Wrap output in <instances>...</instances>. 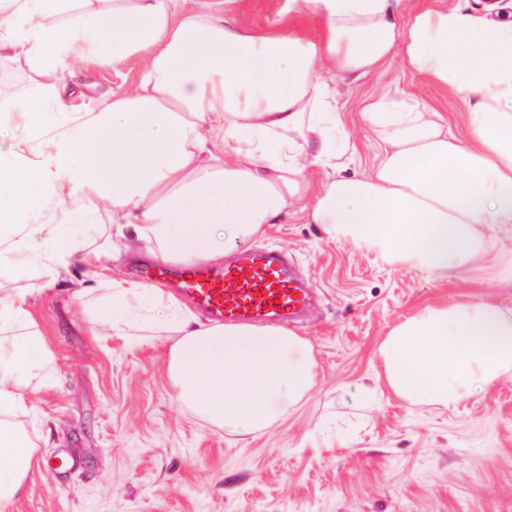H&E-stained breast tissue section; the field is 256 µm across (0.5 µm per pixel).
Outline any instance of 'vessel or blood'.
Returning a JSON list of instances; mask_svg holds the SVG:
<instances>
[{"instance_id":"b4317fda","label":"vessel or blood","mask_w":512,"mask_h":512,"mask_svg":"<svg viewBox=\"0 0 512 512\" xmlns=\"http://www.w3.org/2000/svg\"><path fill=\"white\" fill-rule=\"evenodd\" d=\"M173 274L181 292L215 320H292L310 300L289 272L285 254L276 250H253L221 269L185 267Z\"/></svg>"}]
</instances>
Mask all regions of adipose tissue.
Instances as JSON below:
<instances>
[{
	"mask_svg": "<svg viewBox=\"0 0 512 512\" xmlns=\"http://www.w3.org/2000/svg\"><path fill=\"white\" fill-rule=\"evenodd\" d=\"M233 0H0V72L30 85L0 95V328L27 321L29 265L46 282L72 279L84 313L119 335L167 333L175 397L224 430L252 434L312 391L307 340L283 325L199 322L162 288L108 279L103 263L146 247L170 265L219 263L293 208L328 238L384 260L447 275L512 226V19L497 5L452 0H281L268 30L239 26ZM319 34L309 37L307 24ZM137 55L139 81L70 106L92 82L69 85L86 58ZM401 58L447 90L462 130L414 93L371 95L360 114L378 142L371 170L353 166L337 83ZM320 173L311 185L307 172ZM110 232L79 251L88 228ZM107 289L91 299L94 287ZM389 388L447 408L476 385L512 374V310L485 300L428 307L379 348ZM51 352L35 331L0 337V408L23 406ZM27 445L0 429V512L31 468Z\"/></svg>",
	"mask_w": 512,
	"mask_h": 512,
	"instance_id": "1",
	"label": "adipose tissue"
}]
</instances>
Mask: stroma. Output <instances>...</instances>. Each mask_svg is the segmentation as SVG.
<instances>
[{
  "instance_id": "35a3bbf8",
  "label": "stroma",
  "mask_w": 512,
  "mask_h": 512,
  "mask_svg": "<svg viewBox=\"0 0 512 512\" xmlns=\"http://www.w3.org/2000/svg\"><path fill=\"white\" fill-rule=\"evenodd\" d=\"M142 69L137 56L81 66L102 90L132 86ZM390 82L453 112L445 90L420 85L397 59L339 84L366 170L378 146L361 129V103ZM251 245L286 250L317 294L293 326L313 348L310 394L259 435L224 432L171 396L165 336L114 335L60 284L31 294V327L54 361L46 389L0 421L34 458L65 451L80 467L32 466L11 512H512V374L448 410L393 393L379 356L390 329L426 307L484 299L512 309V228L444 278L331 241L298 210Z\"/></svg>"
}]
</instances>
